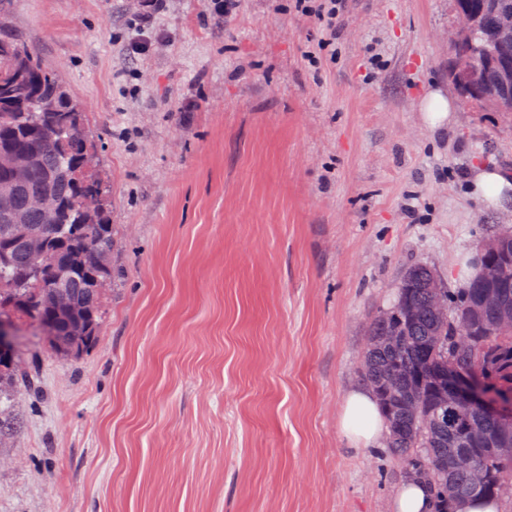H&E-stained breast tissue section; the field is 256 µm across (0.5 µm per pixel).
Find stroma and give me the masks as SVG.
Returning <instances> with one entry per match:
<instances>
[{
	"mask_svg": "<svg viewBox=\"0 0 512 512\" xmlns=\"http://www.w3.org/2000/svg\"><path fill=\"white\" fill-rule=\"evenodd\" d=\"M5 8L84 106L117 279L79 357L14 315L39 393L0 431V512H395L402 463L340 428L368 324L406 266L456 287L512 224L466 186L512 180V112H421L456 92L453 0H349L316 67L291 0H169L137 59L135 0ZM426 120L432 127H443L446 121L448 126L454 121L457 106L453 98H445L440 93H434L425 105Z\"/></svg>",
	"mask_w": 512,
	"mask_h": 512,
	"instance_id": "1",
	"label": "stroma"
}]
</instances>
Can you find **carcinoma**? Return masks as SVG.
I'll list each match as a JSON object with an SVG mask.
<instances>
[{"mask_svg": "<svg viewBox=\"0 0 512 512\" xmlns=\"http://www.w3.org/2000/svg\"><path fill=\"white\" fill-rule=\"evenodd\" d=\"M481 13V26L472 41L450 43V59L469 55L473 45L490 34L498 13L512 12V0H468ZM498 66L478 63L467 76L448 69L453 84L491 88ZM0 209L7 204L26 215L27 224L43 232L45 247L42 272L32 269L23 235L0 224V318L11 310L26 314L47 336L63 330L64 322L46 310L40 289L56 269L68 271L67 287L73 309L93 322V333L82 342L87 350L98 341L102 324V295L90 290L95 257L114 250L115 231L93 169L92 143L84 128L80 102L61 75L44 65L37 52L12 34H0ZM21 148L34 150L29 176L22 185L6 182L9 154ZM54 191L61 201L56 214L34 206L44 190ZM79 194L96 197L90 208L75 204ZM492 265L494 275L475 274L457 288H428L436 270L424 265L407 267L401 276L394 302L371 319L360 362L363 381L385 413L389 447L403 461L406 472L433 489L436 512H457L467 501L496 500L512 489V459L499 448L512 446V426L499 414L481 406L468 411L469 423L457 418L459 403L448 398V370L454 369L478 383L492 397L512 398V338L496 332L499 311L481 305V295L494 288L512 309V247L482 251L476 268ZM439 298L448 304V322L434 317L428 301ZM417 309L409 318L407 305ZM466 326L480 332L468 347L456 336ZM11 368L0 378V428L17 387L31 396L38 390L33 376L22 365L19 353L10 357ZM469 451L475 473L453 466V456Z\"/></svg>", "mask_w": 512, "mask_h": 512, "instance_id": "1", "label": "carcinoma"}]
</instances>
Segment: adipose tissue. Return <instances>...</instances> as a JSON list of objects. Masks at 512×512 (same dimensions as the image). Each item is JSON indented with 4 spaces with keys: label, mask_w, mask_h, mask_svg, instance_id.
<instances>
[{
    "label": "adipose tissue",
    "mask_w": 512,
    "mask_h": 512,
    "mask_svg": "<svg viewBox=\"0 0 512 512\" xmlns=\"http://www.w3.org/2000/svg\"><path fill=\"white\" fill-rule=\"evenodd\" d=\"M342 428L348 441L358 448H374L386 432L384 419L373 394L351 389L343 401Z\"/></svg>",
    "instance_id": "adipose-tissue-1"
}]
</instances>
